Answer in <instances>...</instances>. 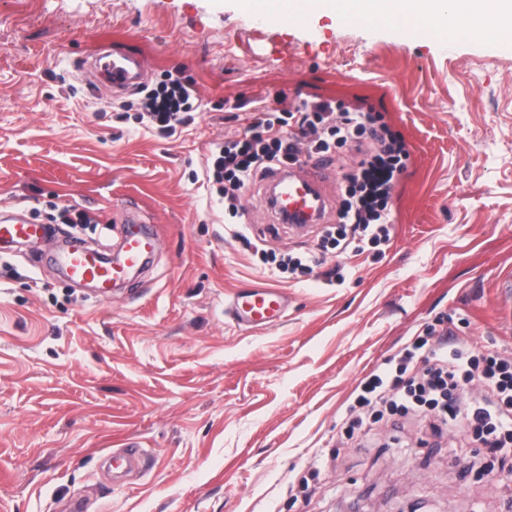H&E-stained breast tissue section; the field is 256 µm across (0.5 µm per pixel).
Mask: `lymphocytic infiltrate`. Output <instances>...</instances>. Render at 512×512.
I'll list each match as a JSON object with an SVG mask.
<instances>
[{
  "instance_id": "1",
  "label": "lymphocytic infiltrate",
  "mask_w": 512,
  "mask_h": 512,
  "mask_svg": "<svg viewBox=\"0 0 512 512\" xmlns=\"http://www.w3.org/2000/svg\"><path fill=\"white\" fill-rule=\"evenodd\" d=\"M196 109L193 92L178 71L146 92L139 121L170 137ZM347 146L360 159L346 176L348 197L323 239L361 251L389 240V201L409 157L404 139L379 114L329 100H306L293 110L253 109L243 135L216 146L208 175L222 184L224 213L234 219L240 215L242 192L256 180L299 164L301 153L324 155ZM476 380L487 386V393L463 401ZM358 401L461 428L493 452L512 443V361L479 353L466 337L449 346L416 338L366 379Z\"/></svg>"
}]
</instances>
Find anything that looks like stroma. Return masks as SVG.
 I'll list each match as a JSON object with an SVG mask.
<instances>
[{
	"label": "stroma",
	"mask_w": 512,
	"mask_h": 512,
	"mask_svg": "<svg viewBox=\"0 0 512 512\" xmlns=\"http://www.w3.org/2000/svg\"><path fill=\"white\" fill-rule=\"evenodd\" d=\"M101 44L144 58L151 89L182 70L193 121L160 137L141 94L81 77ZM313 97L363 104L409 145L380 249L322 248L263 181L224 221L213 144L249 109ZM354 164L324 165L326 221ZM129 199L158 228L145 271L105 298L64 280L52 256L111 253ZM66 205L90 223H60ZM0 214L47 228L0 244V512H512V451L355 404L419 336L512 358V45L326 15L263 32L240 0H0ZM319 250L340 277L263 262ZM259 281L288 309L238 326L224 307ZM125 448L147 460L118 474Z\"/></svg>",
	"instance_id": "1"
}]
</instances>
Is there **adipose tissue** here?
<instances>
[{
	"label": "adipose tissue",
	"instance_id": "obj_1",
	"mask_svg": "<svg viewBox=\"0 0 512 512\" xmlns=\"http://www.w3.org/2000/svg\"><path fill=\"white\" fill-rule=\"evenodd\" d=\"M312 14L350 16L370 24L397 22L430 34L512 43V0H287Z\"/></svg>",
	"mask_w": 512,
	"mask_h": 512
}]
</instances>
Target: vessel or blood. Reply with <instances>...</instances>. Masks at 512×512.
<instances>
[{
	"mask_svg": "<svg viewBox=\"0 0 512 512\" xmlns=\"http://www.w3.org/2000/svg\"><path fill=\"white\" fill-rule=\"evenodd\" d=\"M258 20L269 30L302 26L308 21L307 15L289 12L287 6H279L260 12ZM109 67L102 73L107 84L117 90L137 87L143 79L144 63L140 57L120 49L105 52ZM273 181L279 192V206L288 212L321 213L323 197L314 176L300 177L280 170L274 173ZM42 225L31 224L11 218L0 219V240L26 243L43 237ZM156 240L152 234L133 226L127 231L122 243V256L118 262H103L99 254L90 248L72 247L60 259L67 278L77 283L88 282L98 288L101 296H109L114 285L139 267L143 260L153 253ZM288 304L287 295L273 286L256 283L237 293L226 305L236 324L258 327L279 320Z\"/></svg>",
	"mask_w": 512,
	"mask_h": 512,
	"instance_id": "obj_1",
	"label": "vessel or blood"
}]
</instances>
